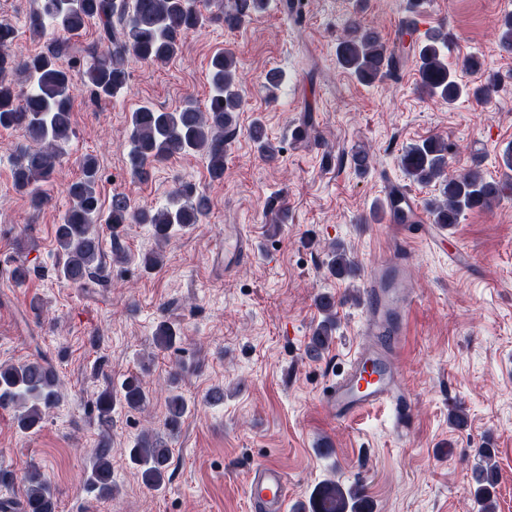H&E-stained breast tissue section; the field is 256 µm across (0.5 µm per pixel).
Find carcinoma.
<instances>
[{
    "label": "carcinoma",
    "mask_w": 512,
    "mask_h": 512,
    "mask_svg": "<svg viewBox=\"0 0 512 512\" xmlns=\"http://www.w3.org/2000/svg\"><path fill=\"white\" fill-rule=\"evenodd\" d=\"M268 0H233L229 10L217 14L204 12L197 0H35L27 17L29 28L36 34L50 30L54 37L46 50L20 58L12 52L15 28L0 23V128L24 133L18 161L13 171L17 191L29 197L39 210L48 203L41 184L49 181L59 160V150L75 135L72 124V71L82 72L85 84L97 100L113 99L130 88L129 60L150 65H165L176 57L184 38L207 24L222 22L237 28L245 19L262 12ZM96 25V39L81 45L72 37L90 24ZM416 59L419 87L423 93L438 97L448 104L463 96L488 99L495 82L488 80L472 87L458 81L448 68L445 50L448 35L434 29L411 41ZM339 65L358 81L372 83L397 68L399 58L379 34L360 20L348 21L344 38L337 46ZM284 81L282 72L270 70L265 75L267 97L274 99ZM210 94L205 108L193 102L172 110L143 105L132 112L127 145L132 177L147 179L154 164L188 153L202 155L209 175L214 180L224 177V161L230 133L243 111L244 97L239 63L229 52L214 55L209 65ZM250 138L262 157L272 161L278 149L268 140L266 128L259 120L250 127ZM447 141L430 138L408 147L399 162L408 178L418 184H439L441 198L429 204L433 223L456 224L466 210L489 209L511 186L488 180L477 169L463 174L448 173ZM72 205L60 224L54 239L62 262L57 274L64 281L86 288L107 278L103 260L101 224H106L112 241V261L123 263L127 252L122 244L128 224H148L160 244L169 242L173 234L203 223L210 213L208 197L190 184L178 189L164 206L134 208L122 193L112 195L108 211H103L98 192V168L93 157L82 163L81 177L67 188ZM327 268L336 277L352 272V261L341 246H332ZM323 319L314 327L306 345V353L319 357L333 341L336 333V301L330 294L318 297ZM180 340L173 325L158 323L153 343L161 351L173 349ZM166 400L164 431L143 434L128 449L129 461L139 468L143 484L160 490L168 481L171 448L167 439L179 432L191 405L178 391L177 379ZM62 394L55 366L38 354L17 364L0 365V408L11 409L20 429L38 427L47 411L60 405ZM149 401V390L142 378L131 374L119 388L99 391L93 411L100 429L84 486L98 499H110L115 486L112 481V448L108 430L117 407L139 410ZM483 465L474 471L475 498L481 512H493L492 489L497 483L494 452L479 449ZM25 493L19 500H0V512H56L57 501L52 486L33 468L23 478ZM366 497L344 490L333 480L314 487L308 502L299 512H366Z\"/></svg>",
    "instance_id": "carcinoma-1"
}]
</instances>
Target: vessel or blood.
<instances>
[{
  "label": "vessel or blood",
  "instance_id": "1",
  "mask_svg": "<svg viewBox=\"0 0 512 512\" xmlns=\"http://www.w3.org/2000/svg\"><path fill=\"white\" fill-rule=\"evenodd\" d=\"M382 193L384 221L396 225L404 246L420 240L443 241L444 234L423 216L414 196L400 183L387 180ZM418 302L405 258L385 259L366 269L364 340L350 354L335 380L322 392L324 411L337 423L377 406H390L400 435L413 427V400L406 388L399 356L410 312ZM288 479L276 464L257 463L247 485L250 512H285Z\"/></svg>",
  "mask_w": 512,
  "mask_h": 512
}]
</instances>
